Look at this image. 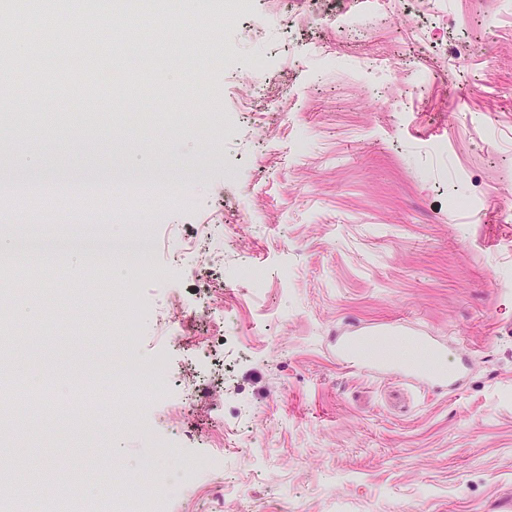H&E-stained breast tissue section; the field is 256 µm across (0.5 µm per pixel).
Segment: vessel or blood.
<instances>
[{
	"label": "vessel or blood",
	"mask_w": 512,
	"mask_h": 512,
	"mask_svg": "<svg viewBox=\"0 0 512 512\" xmlns=\"http://www.w3.org/2000/svg\"><path fill=\"white\" fill-rule=\"evenodd\" d=\"M402 328L357 329L336 339V359L355 370L373 374L394 372L435 392L461 391L467 384L469 365L458 358L452 365H444L447 356L445 342L435 336H416L412 342L419 351L418 358L402 364L392 358L388 349L404 338Z\"/></svg>",
	"instance_id": "obj_1"
}]
</instances>
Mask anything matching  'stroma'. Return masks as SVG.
<instances>
[{"mask_svg": "<svg viewBox=\"0 0 512 512\" xmlns=\"http://www.w3.org/2000/svg\"><path fill=\"white\" fill-rule=\"evenodd\" d=\"M210 22L155 57L157 72L84 27L40 86L9 88L53 122L0 123V161L45 182L51 161L110 173L112 221L144 235L133 267L137 354L170 381L127 379V281L0 272V363L19 379L67 373L112 388L91 425L33 412L29 440L0 424L12 478L42 502L0 512H120L132 484L161 486L224 438L238 512H502L512 501V6L502 0H194ZM357 29L343 30L346 16ZM264 57L265 68L255 60ZM99 60L128 81L66 92ZM144 180L130 196L125 183ZM33 216L0 195V226L70 224L92 208L44 192ZM210 227L209 260L179 248ZM264 275L254 290L248 270ZM221 309L222 328L196 313ZM183 315L167 316L171 304ZM406 324L472 362L456 395L338 364L337 332ZM204 386L212 406L189 403ZM172 451L155 459L148 438ZM141 372L146 382L154 388H162L169 382L167 365L163 358H156L150 363H145L141 366Z\"/></svg>", "mask_w": 512, "mask_h": 512, "instance_id": "35a3bbf8", "label": "stroma"}]
</instances>
